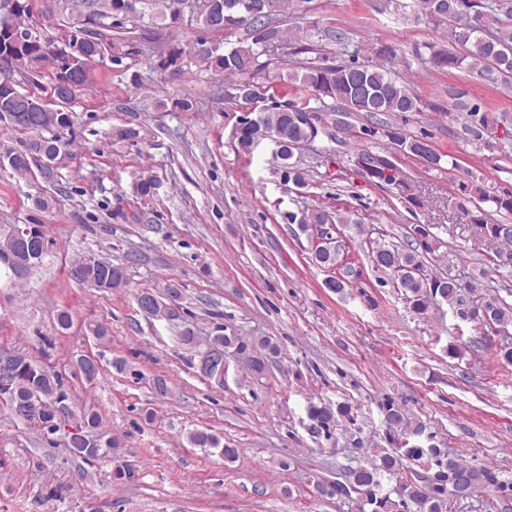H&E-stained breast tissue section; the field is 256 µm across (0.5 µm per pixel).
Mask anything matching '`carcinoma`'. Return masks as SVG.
I'll list each match as a JSON object with an SVG mask.
<instances>
[{
  "instance_id": "1",
  "label": "carcinoma",
  "mask_w": 512,
  "mask_h": 512,
  "mask_svg": "<svg viewBox=\"0 0 512 512\" xmlns=\"http://www.w3.org/2000/svg\"><path fill=\"white\" fill-rule=\"evenodd\" d=\"M34 0H17L18 6L14 13L13 25L19 35L16 37H0V62L8 60L19 69L29 73H42L47 69L49 83L42 88L48 98L30 97L31 111L22 113L24 122L14 130L29 135L21 141L18 148L7 150L5 161L17 172H28L39 156L49 162H59L71 150L72 141L66 137L74 125L72 105L80 97L88 85L95 65L110 60L120 65L126 58L139 55L134 42L138 37L133 35L138 28L136 17L128 14L125 0H102L100 9L89 11L78 21V27L63 41H56L43 30L34 25H26L23 20L33 13ZM311 0H281L282 19L286 20L298 11L308 12ZM469 6L477 10L483 24L471 29L460 25L458 20L457 0H410L400 4L405 17L417 16L418 20H428L442 24L448 28V48H439L434 44L425 43L415 48L416 58L441 72L468 69L477 73L493 85H501L512 89V0H468ZM95 18L94 31L87 34L88 18ZM112 23H105V19ZM126 22L132 27L124 29L125 35L114 37L106 30L113 26H121ZM196 23L204 30L221 35V39L213 42L207 70L218 76L237 75L243 77L238 83L239 97L227 100L233 105L237 102H260L263 107L253 121H246L237 131L235 140L239 151L252 152L260 143L283 133V146L280 154L281 178L285 183L297 186L305 184V171L301 167L300 158L296 157L297 149L305 146L308 140V127L296 119L299 112H313L315 117L330 118L342 111L349 117L353 112H365L377 119L371 126L362 128L358 138L360 141L373 140L379 134L386 137L395 150L407 154H416V146L420 137L408 133L403 126L392 125L379 116L390 114L402 115L407 112H419L420 100L411 87L391 74L389 64L399 58L397 49L388 46L379 54L380 61H352L341 64L318 63L303 67V71L291 72L288 78L295 84L301 95L285 103L268 99L265 87L256 83L254 78L265 69L260 58L270 52L279 55L296 56L310 52V49H296L284 39L283 31L275 25L274 20L262 15L251 18L244 29L245 38L238 45L227 49L225 40L228 33L216 25L214 15L207 6L200 7L196 15ZM159 49L167 53V64L163 71L172 75L182 76L192 64L191 50L177 37L170 35ZM74 78L76 87L66 104H58L56 98L57 83L64 77ZM18 101L17 91L0 77V121L12 122L15 103ZM56 107H49V102ZM456 117L465 121L463 128L467 141L476 146H486L488 129L497 125L498 119L475 106ZM392 155H377L376 169L372 172L359 170V173L373 185L386 184L393 186L399 194L412 200L410 183L395 171L394 175H386L393 169ZM459 210L476 225L493 242L512 244V190L502 187H487L482 184L476 172L468 170L457 180ZM502 217L500 221L490 219L491 214ZM423 237L415 240V244L399 247L394 244H378L371 248L369 257L376 268L389 272L394 277L397 289L404 296L410 308L424 314L428 310V301L437 298L448 303L455 312L465 307L458 275L450 272L436 275L427 271L419 250L429 253L433 251L430 244V231L419 226ZM35 241L27 237L19 240L11 228L0 225V256L9 255L15 259L32 257ZM72 267L82 270L83 275L74 280L97 291L110 292L114 288L127 285L126 270L120 266H103L91 264L85 257L73 260ZM470 297L476 304L485 307L487 320L493 325L506 327L512 323V304L499 292L482 293L481 284H467ZM235 345L240 350L247 345L235 336L216 335L208 342L207 347L222 352ZM29 363H21L3 367L14 381L11 394L0 399L5 403L11 415L23 418L22 409L33 401L41 406L40 419L26 420L24 424L34 425L47 434L54 435L56 413L62 403L73 405L69 393L64 388L62 375L53 366L28 357ZM75 366L84 379L92 383L98 379L100 365L92 363L84 356L75 360ZM350 410L343 407L332 410L326 406L313 405L309 409L310 419L320 426H326L335 417H347ZM70 420L73 426L87 432L95 431L100 424L97 411L85 410L76 413L70 409ZM191 444L198 448H217L219 438L206 431H197L190 437ZM434 469L433 478L427 479L417 471L403 478L397 488L401 504L413 503L418 512H447L448 503L460 496L452 492V482L462 484L467 489L463 497L467 498L480 488H494V491H506L512 488L507 481L498 480L497 476L484 468H477L462 463L457 457L449 456L439 448H421L412 445L400 448V451H383L368 459L344 474V482L330 485V494L349 497L359 495V512H394L398 503L387 495H381V479L386 474L400 470L403 461Z\"/></svg>"
}]
</instances>
